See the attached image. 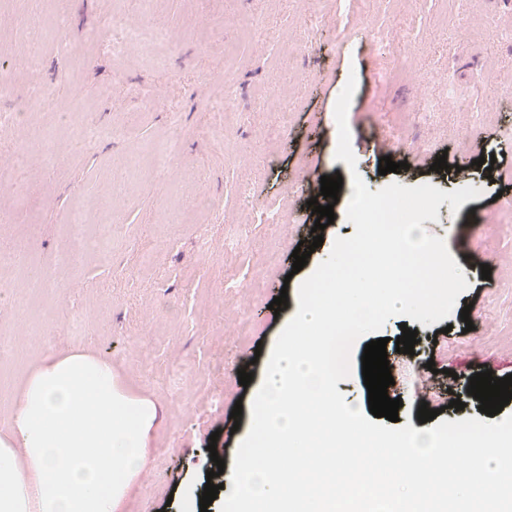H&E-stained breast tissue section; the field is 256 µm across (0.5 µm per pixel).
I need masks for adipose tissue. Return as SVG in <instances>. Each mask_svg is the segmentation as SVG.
<instances>
[{
  "label": "adipose tissue",
  "instance_id": "adipose-tissue-1",
  "mask_svg": "<svg viewBox=\"0 0 512 512\" xmlns=\"http://www.w3.org/2000/svg\"><path fill=\"white\" fill-rule=\"evenodd\" d=\"M157 417L119 387L111 361L47 353L0 432V512H116Z\"/></svg>",
  "mask_w": 512,
  "mask_h": 512
}]
</instances>
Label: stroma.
<instances>
[{
    "label": "stroma",
    "mask_w": 512,
    "mask_h": 512,
    "mask_svg": "<svg viewBox=\"0 0 512 512\" xmlns=\"http://www.w3.org/2000/svg\"><path fill=\"white\" fill-rule=\"evenodd\" d=\"M116 14L169 38L122 56L109 26ZM239 15L249 34L225 27ZM366 22L388 34L384 53L355 36ZM228 49L239 53L230 77ZM405 60L437 92L431 112L415 87L391 79ZM510 71L512 0H153L147 12L140 0H0V75L12 86L0 114L33 116L18 140H0V155L21 146L36 158L21 189L0 168V227L26 246L47 286L24 310L15 302L22 274L0 273V337L11 339L0 356V429L15 382L45 352L88 349L158 407L147 466L118 512H177L186 492L221 484L206 474L218 458L234 465L307 277L291 257L313 242L307 202L335 173L373 191L397 182L449 192L463 181L480 190L424 223L464 272L469 288L456 305L469 307L473 331L457 310L430 326L396 316L380 332L394 340L415 330L423 349L387 352L400 423L418 426L423 402L447 421L479 416L476 400L449 403L473 374L512 373V96L491 86ZM351 77L352 169L336 158L334 116ZM92 122L112 137L79 150ZM173 124L182 135L168 168L126 179L125 160L145 158ZM399 126L404 143L391 159L401 170L379 174L377 140ZM489 154L493 167L478 165ZM439 156L448 166L436 171ZM78 204L92 210L100 247L61 265ZM269 213L280 223H266ZM283 291L288 305L273 312ZM242 370L250 385H240Z\"/></svg>",
    "instance_id": "35a3bbf8"
}]
</instances>
